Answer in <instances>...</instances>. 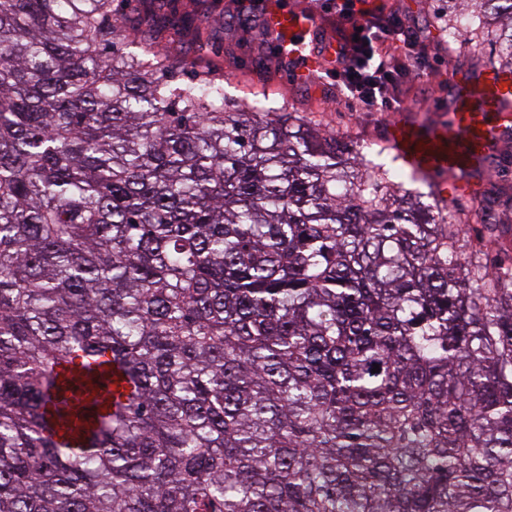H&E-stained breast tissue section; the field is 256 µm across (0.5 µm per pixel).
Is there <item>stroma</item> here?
Segmentation results:
<instances>
[{
  "mask_svg": "<svg viewBox=\"0 0 512 512\" xmlns=\"http://www.w3.org/2000/svg\"><path fill=\"white\" fill-rule=\"evenodd\" d=\"M383 7L394 9L432 46L426 59L427 78L410 72L398 86L403 99L398 112H355L336 91L331 75L317 80L302 77L303 59H282L263 27V7L241 8L238 0H162L161 13L173 23L182 22L188 11L204 18L199 31H187L182 37L161 39L160 45L172 56L192 58L224 85L229 101L239 102L261 96L269 105L287 106L289 111L311 125L367 148V157L391 169H401L387 143L392 122L428 126L447 120L451 107V89L457 74H483L501 67L503 59L497 45L487 36H471L475 21H467L468 33L449 45L447 21L437 0H383ZM495 178L478 175L479 198H452L453 210L467 212L477 203L491 204L503 218L502 233L492 244L488 262L512 265V167L491 158Z\"/></svg>",
  "mask_w": 512,
  "mask_h": 512,
  "instance_id": "stroma-1",
  "label": "stroma"
}]
</instances>
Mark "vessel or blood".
<instances>
[{"instance_id":"vessel-or-blood-1","label":"vessel or blood","mask_w":512,"mask_h":512,"mask_svg":"<svg viewBox=\"0 0 512 512\" xmlns=\"http://www.w3.org/2000/svg\"><path fill=\"white\" fill-rule=\"evenodd\" d=\"M269 25L288 36L294 55H305L306 73L314 75L321 60L307 53L300 35L309 23L288 11L271 13ZM453 106L447 123L419 127L391 125L387 142L396 157L410 168L428 174L453 171L455 182L442 184L444 197L469 195L470 174L482 170L502 134L512 128V74L496 69L472 80L459 78L452 88Z\"/></svg>"}]
</instances>
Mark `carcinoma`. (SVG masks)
I'll use <instances>...</instances> for the list:
<instances>
[{"label": "carcinoma", "instance_id": "1", "mask_svg": "<svg viewBox=\"0 0 512 512\" xmlns=\"http://www.w3.org/2000/svg\"><path fill=\"white\" fill-rule=\"evenodd\" d=\"M448 2L512 57V0ZM143 21L0 0V512H512L499 221Z\"/></svg>", "mask_w": 512, "mask_h": 512}]
</instances>
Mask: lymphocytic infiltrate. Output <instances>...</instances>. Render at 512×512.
Listing matches in <instances>:
<instances>
[{"mask_svg":"<svg viewBox=\"0 0 512 512\" xmlns=\"http://www.w3.org/2000/svg\"><path fill=\"white\" fill-rule=\"evenodd\" d=\"M336 13V48L327 71L336 89L359 111L390 108V98L405 60L423 62L424 47L395 15L365 8L364 0H328Z\"/></svg>","mask_w":512,"mask_h":512,"instance_id":"f902f5d3","label":"lymphocytic infiltrate"}]
</instances>
